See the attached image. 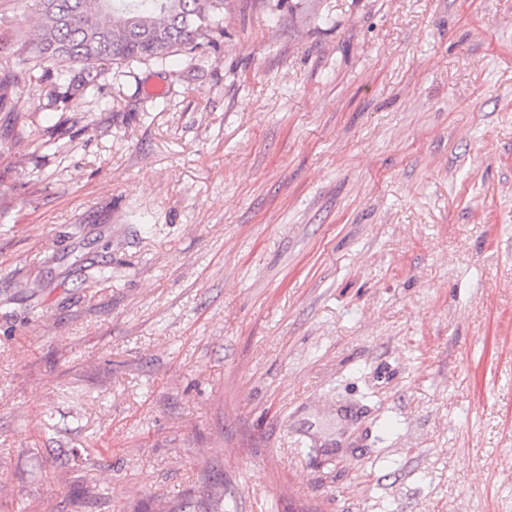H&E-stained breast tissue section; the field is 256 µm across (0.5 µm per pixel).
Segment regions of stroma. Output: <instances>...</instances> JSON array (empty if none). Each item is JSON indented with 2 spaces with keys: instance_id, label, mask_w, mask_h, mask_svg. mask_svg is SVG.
<instances>
[{
  "instance_id": "35a3bbf8",
  "label": "stroma",
  "mask_w": 512,
  "mask_h": 512,
  "mask_svg": "<svg viewBox=\"0 0 512 512\" xmlns=\"http://www.w3.org/2000/svg\"><path fill=\"white\" fill-rule=\"evenodd\" d=\"M0 0V512H512V0H227L39 61Z\"/></svg>"
}]
</instances>
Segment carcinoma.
<instances>
[{"instance_id": "1", "label": "carcinoma", "mask_w": 512, "mask_h": 512, "mask_svg": "<svg viewBox=\"0 0 512 512\" xmlns=\"http://www.w3.org/2000/svg\"><path fill=\"white\" fill-rule=\"evenodd\" d=\"M34 2L40 20L38 54L82 65L86 86L96 83L102 64L213 47L214 30L224 19V0Z\"/></svg>"}]
</instances>
